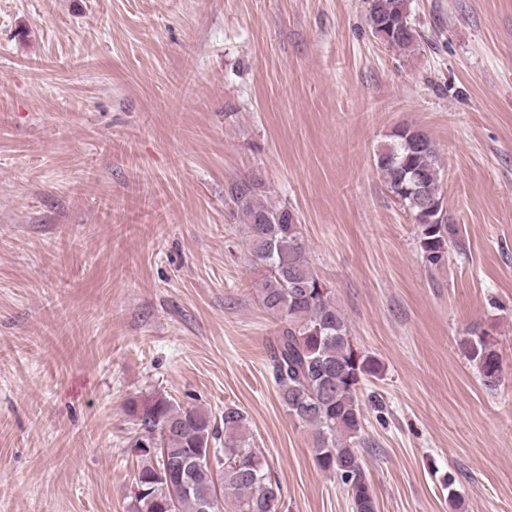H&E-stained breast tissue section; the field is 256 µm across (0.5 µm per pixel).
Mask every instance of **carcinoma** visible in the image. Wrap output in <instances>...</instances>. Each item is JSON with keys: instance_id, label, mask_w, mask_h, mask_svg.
<instances>
[{"instance_id": "1", "label": "carcinoma", "mask_w": 512, "mask_h": 512, "mask_svg": "<svg viewBox=\"0 0 512 512\" xmlns=\"http://www.w3.org/2000/svg\"><path fill=\"white\" fill-rule=\"evenodd\" d=\"M366 4V24L385 32V47L400 55L417 48L421 34L411 24L409 0ZM376 166L417 221L425 262L443 264L458 228L434 221L443 200L434 196L440 161L432 140L401 127L378 150ZM263 193L260 179L244 178L227 184L224 200L245 226L250 262L264 271L259 300L277 322L268 337L270 377L288 414L311 430L319 468L353 488V512H377L357 445L364 433L358 393L364 380L378 376L379 364L354 346L345 314L312 267L294 212L264 205ZM458 347L484 387L495 389L503 361L490 334L474 329ZM129 413L137 426L133 447L142 457L130 512H275L281 487L249 446L241 409L226 405L217 420L156 394L130 402ZM209 455L212 467L205 464Z\"/></svg>"}]
</instances>
